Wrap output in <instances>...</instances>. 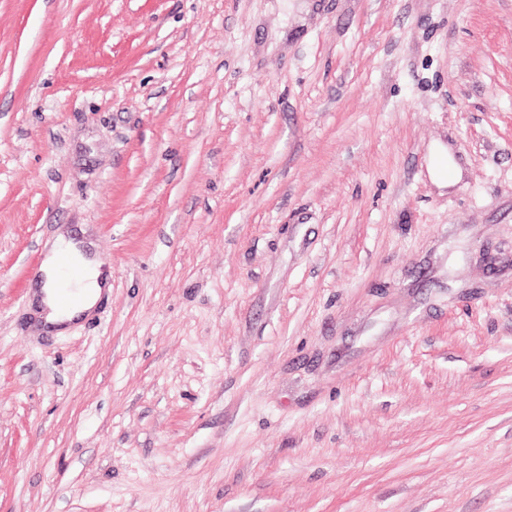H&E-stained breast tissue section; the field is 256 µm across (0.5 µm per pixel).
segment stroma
Returning <instances> with one entry per match:
<instances>
[{
	"instance_id": "stroma-1",
	"label": "stroma",
	"mask_w": 512,
	"mask_h": 512,
	"mask_svg": "<svg viewBox=\"0 0 512 512\" xmlns=\"http://www.w3.org/2000/svg\"><path fill=\"white\" fill-rule=\"evenodd\" d=\"M0 512H512V0H0ZM91 241L61 231L46 251L40 267V278L31 290L30 305L35 307L40 329L63 331L74 321L88 315L100 301L104 289L110 288L108 277ZM67 265H61L62 259ZM77 271L78 276L71 288H60L65 269ZM67 289V290H65ZM66 293L70 300L66 304L58 298Z\"/></svg>"
}]
</instances>
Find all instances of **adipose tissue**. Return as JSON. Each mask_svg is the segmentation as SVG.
<instances>
[{
    "label": "adipose tissue",
    "instance_id": "adipose-tissue-1",
    "mask_svg": "<svg viewBox=\"0 0 512 512\" xmlns=\"http://www.w3.org/2000/svg\"><path fill=\"white\" fill-rule=\"evenodd\" d=\"M108 277L93 242L59 232L46 251L30 303L40 329L64 330L100 301Z\"/></svg>",
    "mask_w": 512,
    "mask_h": 512
}]
</instances>
